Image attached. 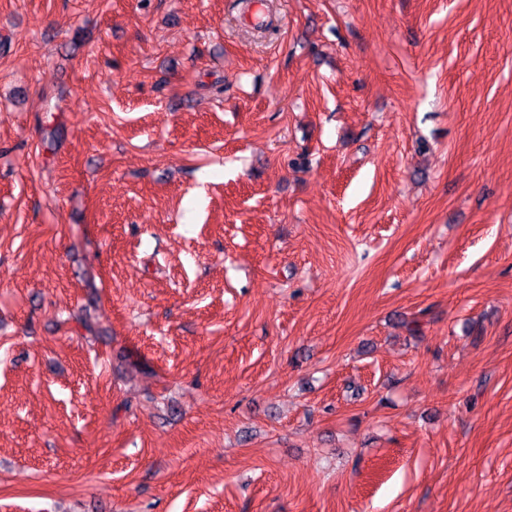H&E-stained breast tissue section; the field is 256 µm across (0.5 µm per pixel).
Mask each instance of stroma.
Segmentation results:
<instances>
[{
    "instance_id": "1",
    "label": "stroma",
    "mask_w": 512,
    "mask_h": 512,
    "mask_svg": "<svg viewBox=\"0 0 512 512\" xmlns=\"http://www.w3.org/2000/svg\"><path fill=\"white\" fill-rule=\"evenodd\" d=\"M0 512H512V0H0Z\"/></svg>"
}]
</instances>
